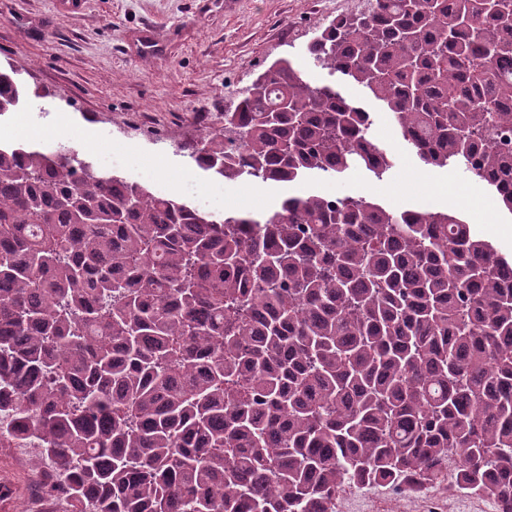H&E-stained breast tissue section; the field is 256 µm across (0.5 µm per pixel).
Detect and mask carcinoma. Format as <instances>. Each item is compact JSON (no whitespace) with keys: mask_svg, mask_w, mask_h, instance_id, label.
Instances as JSON below:
<instances>
[{"mask_svg":"<svg viewBox=\"0 0 512 512\" xmlns=\"http://www.w3.org/2000/svg\"><path fill=\"white\" fill-rule=\"evenodd\" d=\"M315 66L363 88L426 165L512 213V0H367ZM21 90L0 72V113ZM366 106L288 58L189 156L291 183L392 155ZM38 448L67 512H335L360 484L512 512V259L446 212L288 196L220 218L0 146V447Z\"/></svg>","mask_w":512,"mask_h":512,"instance_id":"obj_1","label":"carcinoma"}]
</instances>
